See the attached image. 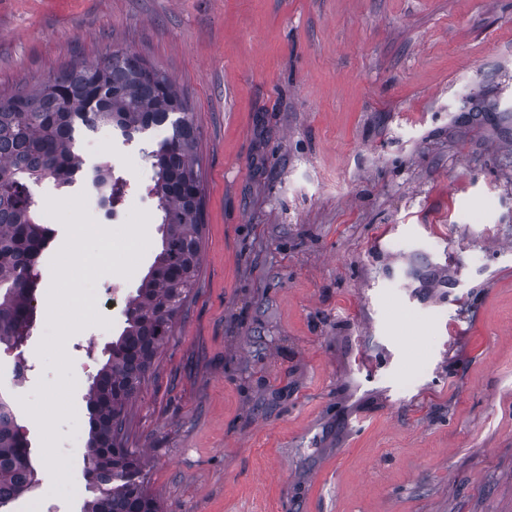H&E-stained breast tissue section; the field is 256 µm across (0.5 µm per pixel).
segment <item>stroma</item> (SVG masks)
Here are the masks:
<instances>
[{"instance_id": "1", "label": "stroma", "mask_w": 512, "mask_h": 512, "mask_svg": "<svg viewBox=\"0 0 512 512\" xmlns=\"http://www.w3.org/2000/svg\"><path fill=\"white\" fill-rule=\"evenodd\" d=\"M111 47L199 134V278L127 409L165 512H512V0H0L2 92ZM42 221L16 416L81 512L75 364L124 311L78 193ZM124 235L131 294L155 213Z\"/></svg>"}]
</instances>
